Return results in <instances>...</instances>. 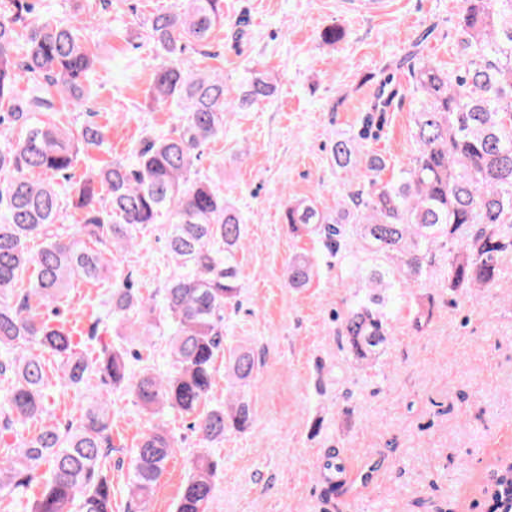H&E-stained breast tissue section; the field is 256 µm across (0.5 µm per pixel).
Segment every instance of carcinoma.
<instances>
[{
  "instance_id": "cac0c4a2",
  "label": "carcinoma",
  "mask_w": 512,
  "mask_h": 512,
  "mask_svg": "<svg viewBox=\"0 0 512 512\" xmlns=\"http://www.w3.org/2000/svg\"><path fill=\"white\" fill-rule=\"evenodd\" d=\"M32 0L0 3V126L21 137L0 148V493L42 485L31 512H112L107 479L112 459V410L109 390L134 393L143 412L167 407L194 417L192 428L219 441L224 431L249 429L253 411L242 395L222 406L199 411L215 383L214 362L224 351V306L240 294L239 254L244 221L224 193L196 176L195 163L220 134L233 112L272 98L276 80L254 68L239 91L224 87V74L186 65L191 45L206 53L217 25L224 21V0H179L172 11L146 21L150 40L164 58L153 73L154 102L183 112L180 126L167 133L144 130L133 162H106L77 188L73 206L83 214L78 235L65 240L56 230L60 197L54 185L34 175H61L80 151L100 150L108 126L96 113L71 129L48 118L56 100L73 108L85 103L84 86L104 59L74 24L34 15ZM25 30L19 43V30ZM460 64L443 69L424 57L416 42L399 66L409 69L417 99L410 137L417 150L389 181L381 179L385 159L364 153L361 141L378 137L387 113L401 105L403 90L390 68L372 76L377 93L367 103L358 135L332 142L330 160L345 176L348 202L334 213L315 200L285 201L284 222L296 235L318 233L340 250L353 229L360 245L387 261L364 280L373 292L356 299L342 322V335L354 362L373 365L388 342V297L392 281L409 288L428 273L432 249L445 242L448 289L482 288L501 275L500 253L512 247V0H464L457 21ZM27 77L37 95L15 97ZM149 224L166 225V247L175 271L159 303L120 283L103 301L84 338L100 342L99 328L112 321L149 333L151 316L170 321L165 371L131 369L127 352L103 348L91 363L75 351L72 333L55 326L40 309L65 296L76 280L96 284L112 277V250H127ZM41 240L36 251L31 239ZM315 275L306 254L288 260L286 283L307 287ZM61 360V385L77 387L90 369L103 390L83 397L80 416L61 426L44 418L49 377L44 354ZM231 388L254 379L258 359L239 347L224 361ZM39 425L32 435L18 426ZM14 436L7 443L5 436ZM176 448L174 437L157 427L134 450L131 492L146 503ZM217 465L196 457L176 512H207ZM489 512H512V457L497 459L493 482L481 488Z\"/></svg>"
}]
</instances>
